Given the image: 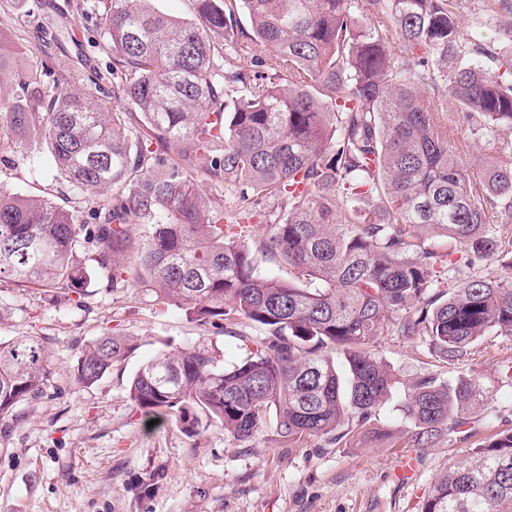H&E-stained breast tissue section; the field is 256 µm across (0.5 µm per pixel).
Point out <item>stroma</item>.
I'll use <instances>...</instances> for the list:
<instances>
[{
	"mask_svg": "<svg viewBox=\"0 0 512 512\" xmlns=\"http://www.w3.org/2000/svg\"><path fill=\"white\" fill-rule=\"evenodd\" d=\"M95 0H0V29L19 53L0 95L20 91L19 76L31 65L59 58L73 70L112 68L104 45L105 19ZM464 19L465 46L494 42L512 27V15L493 0H453ZM424 95L445 108L458 154L472 168L512 163V133L490 134L457 112L445 89ZM0 130V185L45 196L88 216L92 196L76 191L24 150L4 147ZM424 246L440 255L435 291L454 287L467 274L512 275V254L494 265L466 264L446 237L426 235ZM83 304L49 303L40 290L0 284V338L35 336L44 344L50 375L40 397L23 403L21 418L0 431V512H420L433 479L464 442L440 441L421 449L414 475L398 481L393 468L406 446L408 425L384 407L381 439H358L347 447H321L319 440L283 446L265 437L240 442L213 425L193 436L176 425H149L134 408L130 379L160 349L204 340V331L183 310L151 306L135 287L115 292L94 283ZM132 339L136 349L98 382L74 378L82 347L104 329ZM400 383L430 373L448 379L482 376L492 422H476L472 441L512 429V335L491 334L476 358L455 365L420 337H380L372 347Z\"/></svg>",
	"mask_w": 512,
	"mask_h": 512,
	"instance_id": "obj_1",
	"label": "stroma"
}]
</instances>
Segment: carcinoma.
Returning a JSON list of instances; mask_svg holds the SVG:
<instances>
[{"label": "carcinoma", "mask_w": 512, "mask_h": 512, "mask_svg": "<svg viewBox=\"0 0 512 512\" xmlns=\"http://www.w3.org/2000/svg\"><path fill=\"white\" fill-rule=\"evenodd\" d=\"M97 2L126 111L95 86L71 89L58 63L52 84L47 67L22 74L0 126L73 188L110 195L86 224L0 186V284L56 303L86 298L94 278L133 284L250 343L231 364L204 342L156 353L129 386L144 417L190 435L215 424L240 442L270 431L281 444L340 445L393 397L397 378L370 350L379 337L419 336L459 362L489 334H512V279L435 292V254L417 236L436 229L479 261L512 252L484 230L498 206L512 217V163L472 171L418 91L443 82L475 125L512 129V56L465 49L450 0H192L189 20L153 0ZM13 53L0 30V73ZM245 56L250 69L237 65ZM260 203L265 233L236 238L231 225ZM134 348L104 333L81 350L76 380L96 383ZM48 375L39 340L0 339V423H16ZM483 400L478 378L422 375L397 407L413 447L429 448L469 438ZM420 512H512V430L452 460Z\"/></svg>", "instance_id": "obj_1"}]
</instances>
